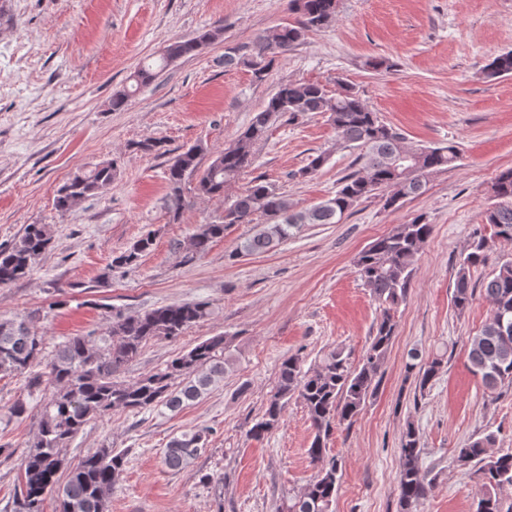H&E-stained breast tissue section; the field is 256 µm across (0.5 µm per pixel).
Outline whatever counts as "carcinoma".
<instances>
[{
    "mask_svg": "<svg viewBox=\"0 0 512 512\" xmlns=\"http://www.w3.org/2000/svg\"><path fill=\"white\" fill-rule=\"evenodd\" d=\"M337 8L338 0H288V10L298 15L296 21L278 25L259 37L248 58L225 53L224 66L243 63L252 68L257 79H263L274 58L288 54L304 42L309 32L331 26L336 21ZM219 36L220 29L213 28L191 39L170 42L159 59L144 63L132 76L136 87L152 83L168 65L195 54ZM485 74L489 78L511 75L512 50L494 57L486 65ZM309 114L327 117L343 143L361 150V166L340 179L333 197L305 211L293 210L288 197L270 183L254 180L244 193L224 202L222 221L197 227L190 240L193 253H206L231 224L262 221L261 229L231 252L236 257L267 250L291 237L303 224H336L355 204L371 197H380L386 208L396 207L403 199L422 193L434 172L448 168L458 159L453 144L407 143L348 85H339L331 95L320 83L286 82L255 112L235 141L213 157L197 181V192L209 197L224 196L225 189L251 167L254 148L267 138L271 127L284 117L296 121ZM203 151L202 145H192L168 165L166 175L175 216L185 181L197 172ZM116 169L117 162L112 160L75 172L57 191V211L66 213L80 200L112 184ZM492 190L495 203L485 216L493 229L492 236L474 237L456 272L452 299L460 312L470 305L474 295L470 269L489 263L494 240H512V168L496 175ZM432 232L433 225L419 215L375 239L355 258V272L383 306L370 345L357 366H352L349 357L338 348L325 353L315 368L306 371L297 354L280 363L276 386L248 435L260 439L277 429L288 400L296 397L313 429L307 453L311 463L319 467L305 488L281 507V512H333L339 467L335 458H327L326 442L334 426L352 423L374 396L395 335L391 310L406 299L416 257ZM51 242L48 225L28 224L18 240L0 246V286L29 277ZM153 245L154 235L149 233L113 258L112 265L135 266ZM484 293L492 302L491 316L469 339V358L474 373L492 390L506 381L512 384V261L495 264L484 282ZM211 315L212 305L207 300L132 314L111 310L100 337L102 345L94 344L88 336H73L58 346L49 363L52 392L41 408L36 438L22 458L14 512H43L45 496L53 490L57 491L58 512H105L106 500L124 471L125 453L109 445L97 449L71 466L66 483L59 487V473L65 465L63 448L87 422L114 410L174 413L207 394L233 365L224 335L199 342L164 369L132 384L117 380L116 375L148 342L174 341ZM43 352L44 337L32 329L27 319L0 320V375L28 370ZM443 359L441 353L425 361L412 351L405 370L423 390L438 376ZM176 379L180 383L175 388ZM495 442L494 434L488 433L455 450L453 462L457 467L479 466L482 491L475 512H504L499 492L512 486V452H492ZM206 444V431H184L168 441L164 465L179 471L197 459ZM399 459L401 512H417L433 480L423 470L419 438L411 422L401 435Z\"/></svg>",
    "mask_w": 512,
    "mask_h": 512,
    "instance_id": "cac0c4a2",
    "label": "carcinoma"
}]
</instances>
